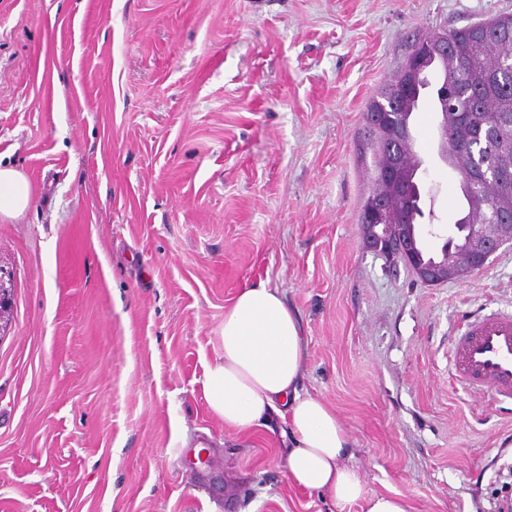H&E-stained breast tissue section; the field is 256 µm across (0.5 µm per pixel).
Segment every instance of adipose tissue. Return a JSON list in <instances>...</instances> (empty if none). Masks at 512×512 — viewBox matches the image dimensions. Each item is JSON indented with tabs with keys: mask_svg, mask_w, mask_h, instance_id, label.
<instances>
[{
	"mask_svg": "<svg viewBox=\"0 0 512 512\" xmlns=\"http://www.w3.org/2000/svg\"><path fill=\"white\" fill-rule=\"evenodd\" d=\"M26 176L0 167V217L15 219L31 205ZM213 359L203 364L201 386L227 432L246 435L271 417L288 428L286 473L300 491L325 494L340 512H410L398 493H378L348 464L347 429L319 396L301 392L307 361L302 324L278 289L265 283L241 289L224 311Z\"/></svg>",
	"mask_w": 512,
	"mask_h": 512,
	"instance_id": "1",
	"label": "adipose tissue"
}]
</instances>
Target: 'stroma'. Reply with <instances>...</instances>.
<instances>
[{"label":"stroma","instance_id":"35a3bbf8","mask_svg":"<svg viewBox=\"0 0 512 512\" xmlns=\"http://www.w3.org/2000/svg\"><path fill=\"white\" fill-rule=\"evenodd\" d=\"M512 0H0V512H339L285 477L281 419L227 433L198 379L224 309L276 287L369 488L500 512L512 410L459 386L466 319L512 309V246L426 286L367 249L364 111L415 42ZM425 160V255L466 213ZM32 204L26 176L13 167H0V217L15 219Z\"/></svg>","mask_w":512,"mask_h":512}]
</instances>
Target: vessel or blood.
<instances>
[{
  "instance_id": "b4317fda",
  "label": "vessel or blood",
  "mask_w": 512,
  "mask_h": 512,
  "mask_svg": "<svg viewBox=\"0 0 512 512\" xmlns=\"http://www.w3.org/2000/svg\"><path fill=\"white\" fill-rule=\"evenodd\" d=\"M451 359L464 388L495 403L512 401V311L468 320L454 338Z\"/></svg>"
}]
</instances>
